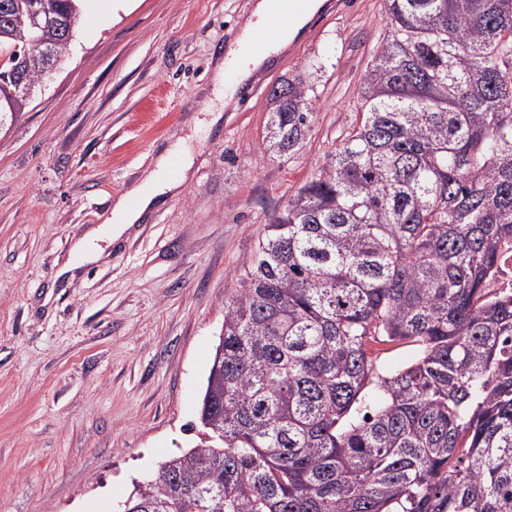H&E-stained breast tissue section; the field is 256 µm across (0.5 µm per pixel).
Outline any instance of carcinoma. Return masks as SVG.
<instances>
[{"label": "carcinoma", "mask_w": 512, "mask_h": 512, "mask_svg": "<svg viewBox=\"0 0 512 512\" xmlns=\"http://www.w3.org/2000/svg\"><path fill=\"white\" fill-rule=\"evenodd\" d=\"M31 0H0V84L45 77ZM362 122L266 225L224 300L206 438L129 512H512V0H383ZM81 0H47L60 61ZM308 61L267 149L308 129ZM418 357L385 375L375 344Z\"/></svg>", "instance_id": "carcinoma-1"}]
</instances>
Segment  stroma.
<instances>
[{
	"instance_id": "35a3bbf8",
	"label": "stroma",
	"mask_w": 512,
	"mask_h": 512,
	"mask_svg": "<svg viewBox=\"0 0 512 512\" xmlns=\"http://www.w3.org/2000/svg\"><path fill=\"white\" fill-rule=\"evenodd\" d=\"M253 0L85 9L62 68L0 119V512H119L197 442L224 301L266 224L362 119L385 43L382 0H324L296 49L222 104L212 71ZM315 60L309 129L266 150L268 93ZM185 141L177 194L72 273L75 242Z\"/></svg>"
}]
</instances>
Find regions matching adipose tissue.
Here are the masks:
<instances>
[{
  "mask_svg": "<svg viewBox=\"0 0 512 512\" xmlns=\"http://www.w3.org/2000/svg\"><path fill=\"white\" fill-rule=\"evenodd\" d=\"M307 22V17H299L292 27L281 32L277 42L254 52L247 49L251 30L243 28L229 44L224 62L217 64L213 70L212 83L216 98L232 100L252 73L267 66L279 50L293 42ZM175 163L179 164L182 171L188 170L191 165L190 154L180 142L163 149L157 156L154 170L141 183L119 197L112 209L111 219L104 226L75 243V255L87 262L97 260L102 252L96 247V240L119 239L131 224L141 220L147 210L162 203L168 193L177 190L182 182L181 177L168 174Z\"/></svg>",
  "mask_w": 512,
  "mask_h": 512,
  "instance_id": "1",
  "label": "adipose tissue"
}]
</instances>
